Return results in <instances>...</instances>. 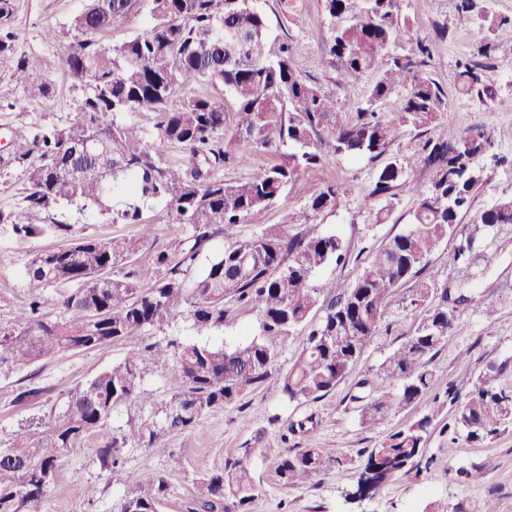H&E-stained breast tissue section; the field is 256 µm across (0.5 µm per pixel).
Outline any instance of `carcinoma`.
<instances>
[{"instance_id":"1","label":"carcinoma","mask_w":512,"mask_h":512,"mask_svg":"<svg viewBox=\"0 0 512 512\" xmlns=\"http://www.w3.org/2000/svg\"><path fill=\"white\" fill-rule=\"evenodd\" d=\"M483 0H457V10L473 21L480 34L479 57L512 71V18L498 16ZM146 8L150 21L143 34L112 45L101 35L128 23ZM14 0H0V55L13 52ZM407 22L400 0H365L354 23L336 30L327 53L344 75L384 67L372 85L357 118L336 110V100L299 74L288 44L268 49V25L252 0H89L69 25L50 26L45 38L64 45V67L71 81L89 89L76 121L65 129L23 126L12 132V160L22 166L28 183L24 202L29 211L74 206L94 209L132 224H141L143 209L152 201L169 200L187 236L174 249L154 253L148 265H138L124 277L112 270L132 260L151 236L99 240L67 237V224H22L0 212V224L18 237L62 236V245L35 254L22 271L29 302L13 326L0 325V376L43 359L74 351L101 348L132 340L147 328L170 325L177 309L188 307L198 331L224 328V305L233 301L260 309L261 336L233 349L192 339H167L145 346L157 359L175 358L182 390L151 416L126 431L111 426L114 410L143 394L141 355L132 351L124 361L76 389L62 418L49 426H29L0 448V512H42L43 498L57 475L60 454L87 440L97 444L101 466L114 472L121 448L137 444L166 452L165 429H193L203 414L233 403L243 392L265 384L290 400L314 401L340 383L378 335L393 293L417 278L445 240L455 236L459 217L470 208L476 188L485 178L480 156L491 144L482 127L467 136L442 128L437 139L424 142L420 159L433 168L428 188L418 193L409 229L395 236L352 282L336 283V293L324 305L319 323L312 313L319 291L310 277L347 249L336 234L268 230L246 241L226 245L236 226L250 213L276 202L303 169L322 160L320 146L340 156L374 160L401 135L406 126L435 124L447 111L448 95L428 76L431 49L420 38L407 55L389 54L396 32ZM42 59L23 55L15 60L13 77L29 100H46L51 88L33 75ZM461 90L481 96L485 91L482 65L458 64ZM191 79L229 91L237 105L232 136L243 145L236 155L224 150L227 130L224 104L208 96L187 93ZM404 87L407 94L398 117L377 118L373 105ZM149 111L157 115L160 141L184 152L182 166L161 161L150 146L128 138L111 120L120 112ZM92 141L95 149L80 144ZM287 146L285 159L249 179L227 181L217 172L229 160L246 164L249 152ZM407 184L405 169L388 164L376 175L371 196L385 200L377 221L385 220L396 196ZM339 194L327 186L315 191L295 224L309 222L308 213L336 210ZM512 224V199L484 211L482 226ZM456 288H444L440 303L428 305L433 281L414 289L410 304L425 309L412 336L381 364L384 385L370 378L357 383L368 394L361 420L373 423L392 411L423 403L422 416L391 433L376 448L365 451V463L355 494L363 497L392 478L422 471L423 451L443 402L431 395L434 353L448 345L458 306L469 301L465 249L455 255ZM304 328L301 353L281 376L272 375L274 351L269 339ZM512 362H492L479 373L467 401L448 419L457 437L482 440L512 427V385L505 376ZM339 461L326 448H301L279 457L276 472L287 485L312 480L327 463ZM191 512H229L226 501L246 512L260 487L250 466L237 460L224 470L200 479ZM168 495L165 478L145 473L130 486L119 512H164Z\"/></svg>"}]
</instances>
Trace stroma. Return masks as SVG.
<instances>
[{
	"label": "stroma",
	"instance_id": "obj_1",
	"mask_svg": "<svg viewBox=\"0 0 512 512\" xmlns=\"http://www.w3.org/2000/svg\"><path fill=\"white\" fill-rule=\"evenodd\" d=\"M350 3V11L336 19L326 13L323 0H256L255 6L267 19L269 44L289 43L296 69L334 95L342 111L353 113L365 101L377 73L372 70L343 77L335 60L324 52L333 28L348 24L361 6V0ZM85 5L86 0H15L14 55L44 59L41 77L50 84L52 95L45 101H25L22 87L12 77L14 56H0V212L16 215L28 224L63 223L69 227V236L101 240L114 236L136 238L142 224L153 225V237L136 257L137 263L145 264L157 250L174 247L187 234L186 226L174 220L167 201H155L144 209L139 225L116 222L108 215L82 213L71 206L30 212L24 203V171L9 160V138L16 126L62 128L76 117L86 89L67 77L64 46L48 42L43 32L46 27L71 22ZM401 12L407 23L396 34L395 51L407 53L417 37H428L432 49L428 74L448 94V108L438 127L404 128L385 154L373 161L326 153L320 165L299 172L276 204L248 215L237 226L236 238L244 241L272 227L290 234L299 232V225L290 221L291 215L304 208L316 190L335 186L340 194L339 207L315 215L308 226L314 233L339 234L347 246L345 262H328L311 277L322 299H330L333 284L354 281L370 255L408 229L418 203L416 191L426 187L431 178L429 168L417 160L423 142L437 136L442 125L461 134L478 125L486 128L491 134V147L480 158L485 180L461 218L460 232L444 241L431 258L439 290L455 282L453 257L458 249H466L470 261V301L459 308L448 345L430 361L435 373L434 393L443 397L452 389L463 402L488 363L512 357V224L484 227L475 235L470 232L483 211L512 198V72L485 70L482 98L462 94L457 88L456 64L475 54L479 35L457 13L455 0H402ZM344 80L349 83L345 90L339 87ZM391 163L404 167L410 185L398 189L389 217L378 223L372 212L380 208L381 202L370 192L377 171ZM59 243V238L53 236L21 239L0 232V324L14 323L18 310L28 300L21 276L23 267L37 252ZM410 294L406 285L397 290L378 336L323 398L290 401L272 389L249 391L227 406L208 411L199 428L165 433L169 455L181 460L176 469L169 455L129 446L123 450L120 472L114 475L101 467L94 442L86 441L60 456L57 479L42 504L44 512H117L126 489L147 472L162 474L168 481L165 512H187L199 479L242 457L248 458L261 486L248 512H424L433 502L447 506L449 512H461L471 505L479 506L481 512H512V427L490 440L471 442L461 438L453 442L444 428L448 421L444 412L430 431L424 452L426 466L419 474L396 477L366 498L353 495L362 451L379 446L390 433L411 425L422 414L420 404L415 403L390 413L377 424L366 425L356 399L357 382L376 378L384 359L414 333L422 312L409 306ZM489 302L497 307L491 318L485 314ZM261 321L259 310L230 303L223 329L197 331L183 312L171 326L147 332L145 339L153 342L177 336L231 349L258 337ZM130 349V343L115 342L0 377V442H7L15 430L30 421L56 420L64 412L72 390L122 361ZM180 387L174 363H148L143 400L119 406L112 416L113 427L127 429L129 423L147 416L153 406L168 402ZM31 388L36 389V396L19 400V393ZM304 417L312 418V428L291 434L290 423ZM293 448H333L341 461L329 463L326 471L310 482L287 485L276 472V461ZM475 467L481 469L482 478H465L464 470ZM91 487L96 490L92 496L87 493Z\"/></svg>",
	"mask_w": 512,
	"mask_h": 512
}]
</instances>
